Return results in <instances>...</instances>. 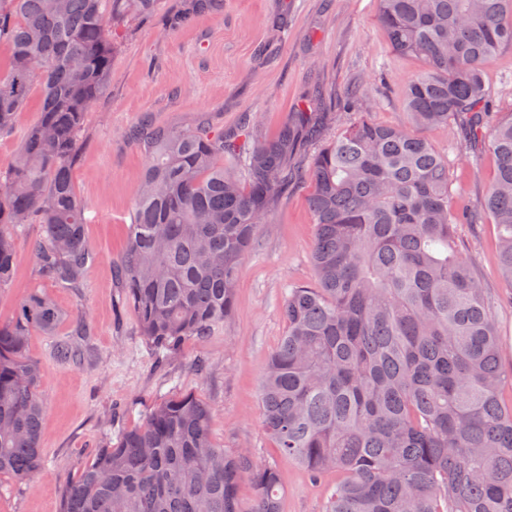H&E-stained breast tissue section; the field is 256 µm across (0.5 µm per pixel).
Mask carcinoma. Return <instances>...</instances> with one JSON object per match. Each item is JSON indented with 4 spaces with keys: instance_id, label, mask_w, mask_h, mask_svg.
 Instances as JSON below:
<instances>
[{
    "instance_id": "carcinoma-1",
    "label": "carcinoma",
    "mask_w": 512,
    "mask_h": 512,
    "mask_svg": "<svg viewBox=\"0 0 512 512\" xmlns=\"http://www.w3.org/2000/svg\"><path fill=\"white\" fill-rule=\"evenodd\" d=\"M396 53L420 57L405 89L410 124L363 118L323 139L332 112H296L270 137L244 141L202 125L146 126L145 166L124 253L112 265L140 333L167 357L235 311L244 259L273 223L303 145L315 224L313 285L291 286L285 336L261 380L262 426L313 476L337 473L326 512H512V407L495 311L457 228L448 157L418 129L454 124L474 156L495 155L483 200L498 226L512 289V115L490 121L486 63L512 46V0H378ZM156 0H0V136L37 94L41 111L0 172V288L14 280L30 224L40 278L81 286L94 249L72 179L86 115L112 76V28ZM240 159L244 174L224 166ZM34 292L0 323V477L29 481L42 463L46 401L28 355L35 331L61 320ZM212 407L179 390L63 493L60 512H281L278 471L211 438ZM253 500L244 508L239 484Z\"/></svg>"
}]
</instances>
